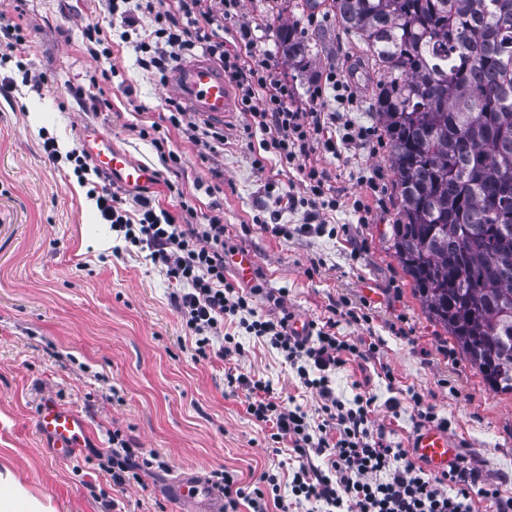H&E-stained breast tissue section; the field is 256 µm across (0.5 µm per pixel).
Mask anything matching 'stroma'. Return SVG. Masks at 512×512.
<instances>
[{
    "label": "stroma",
    "instance_id": "1",
    "mask_svg": "<svg viewBox=\"0 0 512 512\" xmlns=\"http://www.w3.org/2000/svg\"><path fill=\"white\" fill-rule=\"evenodd\" d=\"M288 2L278 12L271 0H240L224 36L237 46L238 27H250L253 53L270 57L292 106L307 107L311 86L331 69L358 95L356 106L337 108L336 121L369 129L367 139L309 156L336 203L321 212L328 230L320 235L297 230L308 221L300 160L266 149L269 134L244 112L225 124L190 113L182 124L169 122L161 74L141 67L136 40L123 38L109 0H0V26L19 27L24 37L11 48L0 36V466L49 496L57 512H174L169 486L177 473L207 478L224 468L278 474L288 512H304L289 487L296 459L269 446L267 427L247 414L244 392H231L224 371L271 382L309 416L320 404L296 365L244 330L235 332L239 353L195 358V339L170 303L160 266L138 247L118 248L72 164L54 162L43 148L49 137L63 152L80 147L87 128L105 131L113 146L156 170L149 196L178 222L221 215L225 252L256 258L253 281L264 290L258 312L272 310L268 295L286 291L292 314L335 320L338 336L369 350L330 379L344 403L375 397L373 431L409 447L418 407L431 408L459 438L462 459L478 461L484 480L512 496V396L492 392L428 319L384 239L395 219V177L364 46L340 27L329 0L310 8ZM90 24L103 30L109 56L91 53ZM289 24L309 45L306 69L277 52L276 33ZM27 74L39 84L24 82ZM151 127L179 164L163 163ZM213 131L223 142L207 140ZM286 193L298 198L297 209L280 208ZM275 224L288 225V234L273 233ZM366 282L379 301L365 297ZM43 393L91 420V445L71 460L56 459L34 427ZM115 428L166 468L114 491L89 456L107 448Z\"/></svg>",
    "mask_w": 512,
    "mask_h": 512
}]
</instances>
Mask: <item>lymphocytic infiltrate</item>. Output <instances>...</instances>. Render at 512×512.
Masks as SVG:
<instances>
[{
    "mask_svg": "<svg viewBox=\"0 0 512 512\" xmlns=\"http://www.w3.org/2000/svg\"><path fill=\"white\" fill-rule=\"evenodd\" d=\"M121 2L125 27L134 26L137 11L153 16V32L138 42L142 66L163 71L174 58L197 49L206 52L236 82L242 109L253 123L273 132L270 146L284 158L307 155L316 141L332 153L337 141L365 137V129L352 123L344 124L340 139L328 135V114L322 109L325 92L335 91L341 103L356 100L337 73H329L325 86L313 90L316 109L305 112L289 106L288 86L273 77L266 60L249 63L240 51L225 47L219 20L233 15L239 0H175L164 11L154 9L155 0ZM89 196L113 232L148 251L151 261L162 266L175 284L171 304L195 338L196 357L230 355L234 338L225 333L224 322L232 319L296 363L304 386L316 391L323 418L314 424L301 407L286 406L271 383L230 370L224 373L229 388L244 390L247 413L269 425V440L287 447L297 460L290 483L295 498L322 504L327 512H473L471 495L477 492L495 503L496 512H512V498H503L497 485L478 484L477 465L429 476L404 464L405 449L393 447L383 433L371 430V399H358L356 407L349 408L337 398L328 373L343 365L344 354H358V347L340 340L331 321L311 326L307 337L293 335L292 315L282 299L273 301L278 316L259 314L254 304L259 288L237 290L224 275V226L219 217H210L205 224H180L168 211H156L151 199L140 194L133 195L130 210L119 194L105 196L91 189ZM110 443L97 461L117 490L141 482L158 462L156 454L132 447L120 432H113ZM317 456L324 458V465L314 464ZM214 484L224 495V512H238L243 503L252 512H268L269 504L282 502L279 477L268 471L248 483L221 470L215 472Z\"/></svg>",
    "mask_w": 512,
    "mask_h": 512,
    "instance_id": "lymphocytic-infiltrate-1",
    "label": "lymphocytic infiltrate"
}]
</instances>
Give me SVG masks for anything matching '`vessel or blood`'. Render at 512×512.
I'll return each instance as SVG.
<instances>
[{
  "label": "vessel or blood",
  "instance_id": "1",
  "mask_svg": "<svg viewBox=\"0 0 512 512\" xmlns=\"http://www.w3.org/2000/svg\"><path fill=\"white\" fill-rule=\"evenodd\" d=\"M166 86L199 117L224 120L236 109L233 89L223 72L203 56L177 62L166 78ZM82 146L109 182L128 188H146L157 179L150 166L132 161L125 152L113 147L106 133L86 136ZM35 428L60 460L72 458L79 449L88 447L92 438L91 425L81 411L49 396L42 398L37 406ZM411 448L415 459L434 472L461 463L458 439L437 426L416 430ZM171 498L177 506L176 512H221L222 502L216 491L190 474L175 479Z\"/></svg>",
  "mask_w": 512,
  "mask_h": 512
}]
</instances>
